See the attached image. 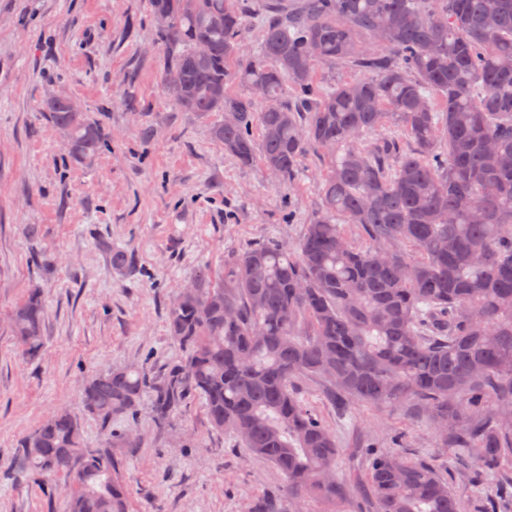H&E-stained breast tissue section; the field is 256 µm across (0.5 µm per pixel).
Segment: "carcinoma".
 I'll list each match as a JSON object with an SVG mask.
<instances>
[{
    "instance_id": "cac0c4a2",
    "label": "carcinoma",
    "mask_w": 512,
    "mask_h": 512,
    "mask_svg": "<svg viewBox=\"0 0 512 512\" xmlns=\"http://www.w3.org/2000/svg\"><path fill=\"white\" fill-rule=\"evenodd\" d=\"M238 2L151 0L165 18L162 81L181 109L224 114L213 137L243 166L259 159L292 182L307 148L326 153L320 207L295 250L250 246L220 282L184 289L167 309L182 359L158 375L119 366L87 379L85 412L107 429L147 397L163 425L197 397L214 429L285 475L302 512L310 497L357 512L336 478V437L296 391L319 376L363 403L414 406L437 447L474 460L475 483L499 476L479 500L495 512V498H512V0H266L253 54ZM338 61L362 76L318 89L316 66ZM44 111L71 157L92 161L102 126L67 96ZM388 115L412 149L362 141ZM44 321L31 291L13 312L29 358ZM133 447L110 431L86 448L78 419L59 410L20 440L15 470L66 479L67 512H129L112 449ZM369 475L375 512H459L423 459L374 453Z\"/></svg>"
}]
</instances>
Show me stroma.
<instances>
[{"mask_svg":"<svg viewBox=\"0 0 512 512\" xmlns=\"http://www.w3.org/2000/svg\"><path fill=\"white\" fill-rule=\"evenodd\" d=\"M164 58L150 0H0V512H66L62 489L14 474L21 438L58 408L82 416L88 376L178 361L170 301L250 245H297L320 205L325 161L316 150L290 183L261 164L239 165L214 140L211 119L176 106ZM59 94L107 133L91 163L71 157L43 110ZM116 250L134 257V269L115 268ZM32 288L44 294L46 318L43 352L29 361L10 315ZM299 397L335 435L337 479L359 512L374 508L370 447L437 458L469 498L472 463L438 452L412 408L339 403L311 376ZM112 427L138 438L113 451L129 512H248L285 483L214 431L195 397L165 425L145 402Z\"/></svg>","mask_w":512,"mask_h":512,"instance_id":"stroma-1","label":"stroma"}]
</instances>
